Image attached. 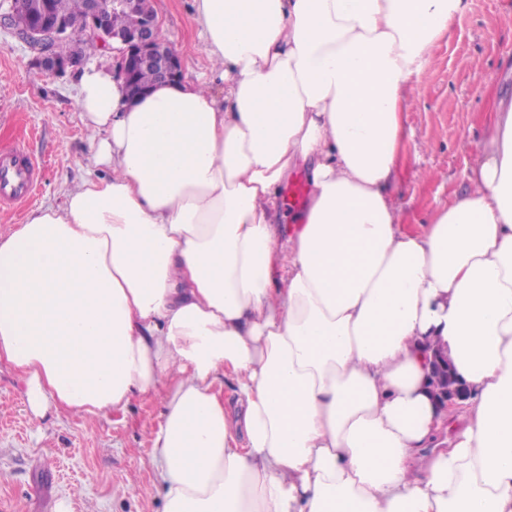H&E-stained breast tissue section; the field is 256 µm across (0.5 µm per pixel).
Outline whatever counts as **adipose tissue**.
<instances>
[{
	"label": "adipose tissue",
	"mask_w": 512,
	"mask_h": 512,
	"mask_svg": "<svg viewBox=\"0 0 512 512\" xmlns=\"http://www.w3.org/2000/svg\"><path fill=\"white\" fill-rule=\"evenodd\" d=\"M194 6L223 97L83 73L92 168L0 233V364L38 418L158 400L164 512H512V99L423 230L387 193L465 0ZM437 348L460 407L429 395ZM295 180H303L304 183L306 184V187H307V194H306V200H305L306 202H307L308 196H309L310 185L307 180L306 170L304 168H299L298 170L294 171L288 177V179L283 183V185L281 186V189H280V193H279V211H278L277 217H278V223L281 224L283 233L286 236L288 235V227L291 224H294V222H292L293 215L302 211V209H298V210L293 209L288 204V199L286 196V189H287L288 185Z\"/></svg>",
	"instance_id": "obj_1"
}]
</instances>
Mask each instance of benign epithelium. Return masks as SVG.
<instances>
[{
    "mask_svg": "<svg viewBox=\"0 0 512 512\" xmlns=\"http://www.w3.org/2000/svg\"><path fill=\"white\" fill-rule=\"evenodd\" d=\"M116 12L127 17L125 27L109 26V14ZM0 26L12 30L28 45L37 68L55 74L83 66L84 39L94 40L104 49L118 45L117 75L131 100L150 89L138 81L142 71L155 74L156 86L183 79L180 56L163 41L155 11L144 9L141 0H87L77 34L55 13L52 0H7V8L0 14Z\"/></svg>",
    "mask_w": 512,
    "mask_h": 512,
    "instance_id": "7a95c632",
    "label": "benign epithelium"
}]
</instances>
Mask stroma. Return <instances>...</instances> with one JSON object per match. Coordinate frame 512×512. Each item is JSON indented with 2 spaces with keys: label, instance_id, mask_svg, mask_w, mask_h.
<instances>
[{
  "label": "stroma",
  "instance_id": "35a3bbf8",
  "mask_svg": "<svg viewBox=\"0 0 512 512\" xmlns=\"http://www.w3.org/2000/svg\"><path fill=\"white\" fill-rule=\"evenodd\" d=\"M161 34L181 56L185 81L211 77L199 50L202 35L192 0H152ZM512 0H467L406 118L405 160L388 192L408 228L431 222L466 186L485 138L488 76L512 95ZM30 51L0 29V149L21 146L35 159L36 189L24 201L0 203V231L25 223L41 207L61 204L80 182L89 155L77 107L80 75L33 69ZM157 400H133L125 412L79 424L70 417L35 418L25 384L0 365V512H163L160 485L148 464L150 432L161 420Z\"/></svg>",
  "mask_w": 512,
  "mask_h": 512
}]
</instances>
